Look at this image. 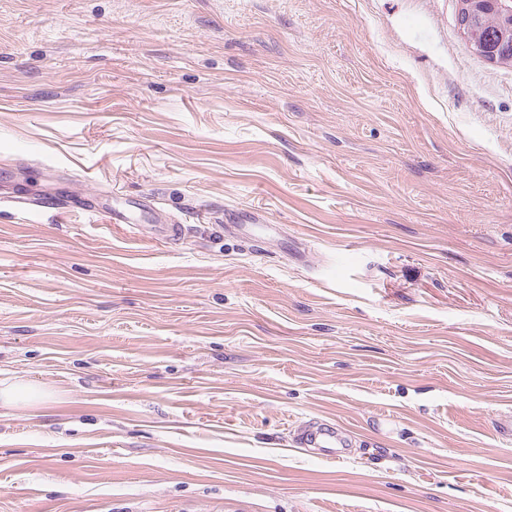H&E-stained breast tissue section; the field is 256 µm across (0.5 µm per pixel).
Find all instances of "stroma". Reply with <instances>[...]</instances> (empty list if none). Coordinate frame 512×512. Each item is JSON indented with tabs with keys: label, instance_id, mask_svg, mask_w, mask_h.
Returning <instances> with one entry per match:
<instances>
[{
	"label": "stroma",
	"instance_id": "35a3bbf8",
	"mask_svg": "<svg viewBox=\"0 0 512 512\" xmlns=\"http://www.w3.org/2000/svg\"><path fill=\"white\" fill-rule=\"evenodd\" d=\"M5 380L0 512H512V69L456 0H0ZM125 205L126 207H105L98 209L97 212L104 216L108 224H125L130 230H141V225L133 223L129 213L130 210L137 208V203L135 201H126ZM0 407L17 410L39 403L46 389L30 382L0 383ZM351 435L341 426L308 423L298 428L294 442L300 448H316L320 457L342 459L349 451Z\"/></svg>",
	"mask_w": 512,
	"mask_h": 512
}]
</instances>
